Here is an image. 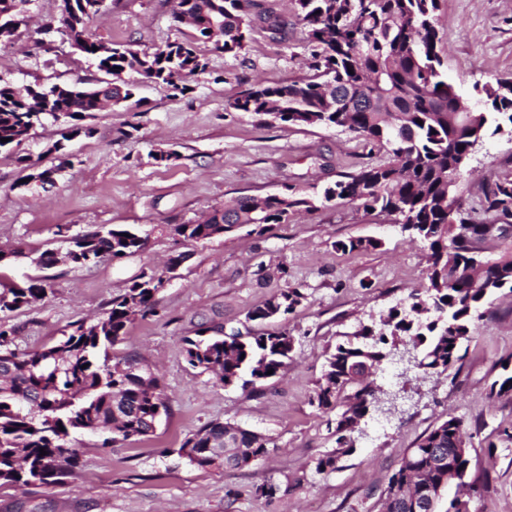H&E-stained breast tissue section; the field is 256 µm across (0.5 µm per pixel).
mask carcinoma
Listing matches in <instances>:
<instances>
[{"label":"carcinoma","instance_id":"1","mask_svg":"<svg viewBox=\"0 0 512 512\" xmlns=\"http://www.w3.org/2000/svg\"><path fill=\"white\" fill-rule=\"evenodd\" d=\"M31 0H0V41H9L23 22ZM74 8L57 28L83 56L94 60L112 82L96 88L55 84L24 90L0 79V149L18 144L45 119L73 121L66 139L90 129L81 125L104 101L114 105L134 96L122 75L143 77L186 90L185 82L205 70L194 43H168L153 52L92 41L88 23L102 12L101 0H73ZM307 28L313 68L324 80H294L260 86L237 96L230 106L291 125L340 127L385 148L388 161L368 166L323 188L321 196L357 202L366 211L393 216L410 236L428 244L426 283L409 295L408 308L393 309L383 329L362 327L354 339L338 342L327 359L312 403L336 412V452L317 460L319 471L336 468L338 454L353 448L351 433L375 399L365 371L378 366L386 346L405 340L420 349V367L444 373L461 359L459 352L475 329L484 300L512 292V251L484 259L474 243L488 236V225L448 199V182L458 179V158L502 123L512 124V83L498 79L482 88L471 112L455 111L458 94L448 83L437 52L435 17L439 0H292ZM253 0H177L175 18L194 25L198 41L223 40L220 49L239 55L244 48ZM309 201L286 186L262 198L240 196L213 210L200 224H178L173 232L187 241L211 239L235 226L260 230L282 223ZM482 209L507 218L512 212V180L488 186ZM60 252H45L39 263L88 267L104 259L120 260L138 252L143 239L121 228L103 227L74 235ZM469 266L479 287L451 282L458 265ZM163 279L135 281L112 300L107 316L93 325L79 323L55 344L34 351L10 348L13 325L0 322V481L48 484L77 466L72 437L82 430L112 434V440L146 436L165 406L158 379L135 360L111 362L109 350L135 315L153 309ZM47 284L30 280L0 287V314L17 311L42 298ZM303 295L290 288L272 296L252 313L262 320L272 308L291 314ZM188 364L232 386L245 375L250 383L269 379L288 365L295 347L288 331L241 336L231 332L202 339L184 338ZM472 435L450 417L432 429L401 459L382 492L386 512H414L413 490L436 485L435 462L453 457L456 479L464 484L468 458L460 445ZM269 437L230 422L215 421L182 447L200 467L216 463L242 469L266 458ZM46 454H41V451Z\"/></svg>","mask_w":512,"mask_h":512}]
</instances>
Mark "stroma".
Here are the masks:
<instances>
[{"instance_id": "1", "label": "stroma", "mask_w": 512, "mask_h": 512, "mask_svg": "<svg viewBox=\"0 0 512 512\" xmlns=\"http://www.w3.org/2000/svg\"><path fill=\"white\" fill-rule=\"evenodd\" d=\"M107 4L87 26L92 40L151 52L196 37L192 26L176 21V0ZM267 14L287 20L284 34L269 32L262 21ZM58 21L59 0H32L25 24L0 45V79L20 89L103 84L106 74L60 34L50 47L40 45L44 27ZM436 30L443 69L463 97H473L475 85L512 79V0H440ZM198 51L206 69L189 78L184 92L127 73L136 102L88 117L91 135L64 142L72 164L63 165L62 152L53 151L64 127L49 121L0 151V247L19 253L0 274L51 286L41 300L9 315L18 329L13 348L52 344L73 324L103 318L138 276L165 277L154 310L128 324L111 357L147 364L169 406L147 437L108 445L103 433H76L74 471L58 484H0V512H382L380 493L407 449L451 417L473 435L464 478L478 486L470 512H512V441L499 437L512 429V396L490 394L504 364L512 365V293L484 301L473 338L447 372L417 369L402 380L377 369V399L354 433L352 450L335 469L317 471V459L336 449L328 414L311 403L330 351L362 326L380 328L391 307L422 288L429 249L394 217L345 200L314 199L324 184L383 161L382 149L341 128L280 124L231 107L234 97L256 86L312 76L307 33L291 0H255L238 56L210 42ZM161 151L176 152V160L159 163ZM47 168L57 171L54 187L28 180V173ZM505 177L512 178L508 129L477 146L453 197L477 221L493 223L480 210L483 191ZM288 185L315 204L268 230L246 224L199 242L171 232L234 197L265 196ZM104 225L138 230L144 248L91 267L37 264L42 252L59 248L58 228L76 235ZM356 239L381 246L336 247ZM177 256L183 262L171 279L168 263ZM290 288L304 296L292 314L251 320V312ZM203 325L287 330L296 340L293 357L263 383L224 386L186 361L183 339ZM213 421L266 434L274 448L239 470L190 464L180 448ZM264 483L277 485L273 497L255 495Z\"/></svg>"}]
</instances>
